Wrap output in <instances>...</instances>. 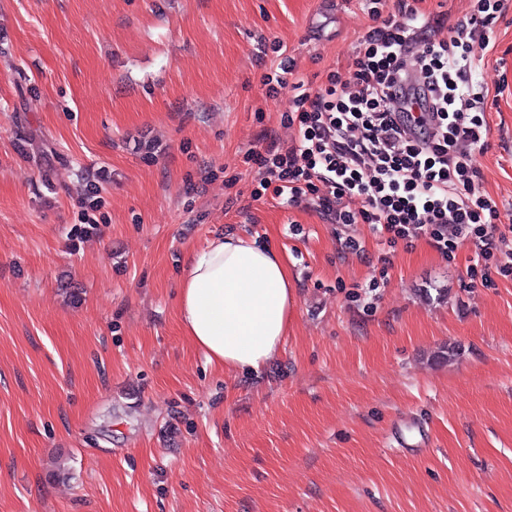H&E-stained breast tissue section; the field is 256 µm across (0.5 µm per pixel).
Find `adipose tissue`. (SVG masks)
Segmentation results:
<instances>
[{"label": "adipose tissue", "instance_id": "1", "mask_svg": "<svg viewBox=\"0 0 512 512\" xmlns=\"http://www.w3.org/2000/svg\"><path fill=\"white\" fill-rule=\"evenodd\" d=\"M293 305L284 255L237 234L211 238L181 269L179 318L210 363L260 371L280 350Z\"/></svg>", "mask_w": 512, "mask_h": 512}]
</instances>
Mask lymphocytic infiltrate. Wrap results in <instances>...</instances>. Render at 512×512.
Masks as SVG:
<instances>
[{
  "label": "lymphocytic infiltrate",
  "instance_id": "obj_1",
  "mask_svg": "<svg viewBox=\"0 0 512 512\" xmlns=\"http://www.w3.org/2000/svg\"><path fill=\"white\" fill-rule=\"evenodd\" d=\"M424 0H369L376 24L358 38L346 74L328 69L318 89L296 75L280 45L267 98L294 95L282 119L295 138L264 139L250 161L258 188L286 203H306L343 227L370 225L383 246L426 239L443 256L469 246L470 276L512 278V251L502 249L497 201L477 180L472 151L484 147L488 87L473 84L474 48H488L504 0H473L455 24ZM447 37H439L440 28ZM420 84H411L409 71Z\"/></svg>",
  "mask_w": 512,
  "mask_h": 512
}]
</instances>
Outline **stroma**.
Returning a JSON list of instances; mask_svg holds the SVG:
<instances>
[{
	"instance_id": "35a3bbf8",
	"label": "stroma",
	"mask_w": 512,
	"mask_h": 512,
	"mask_svg": "<svg viewBox=\"0 0 512 512\" xmlns=\"http://www.w3.org/2000/svg\"><path fill=\"white\" fill-rule=\"evenodd\" d=\"M374 24L364 0H0V512H512V279L422 239L384 269L368 225L251 197L245 153L294 136L260 47L317 85ZM471 81L500 91L474 164L512 248V0ZM231 233L288 259L256 373L178 316L185 258Z\"/></svg>"
}]
</instances>
